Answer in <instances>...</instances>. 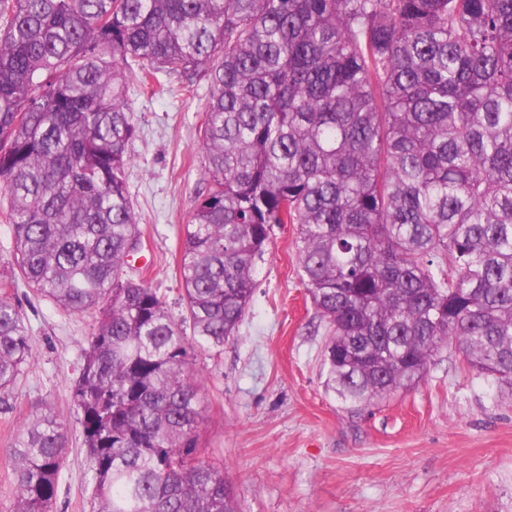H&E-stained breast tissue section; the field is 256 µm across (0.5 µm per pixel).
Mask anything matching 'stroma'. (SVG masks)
<instances>
[{
    "label": "stroma",
    "instance_id": "stroma-1",
    "mask_svg": "<svg viewBox=\"0 0 512 512\" xmlns=\"http://www.w3.org/2000/svg\"><path fill=\"white\" fill-rule=\"evenodd\" d=\"M209 85L193 95L143 94L128 102L139 127L128 186L142 279L181 315L179 237L204 178L199 128ZM295 225L276 227L258 267L257 291L221 356L196 353L205 378L199 442L223 462L240 512H512V396L464 370L442 347L420 384L358 412L325 387L326 327L302 282ZM15 296L33 329L34 362L0 417V512L11 495L9 446L40 404L66 419L67 462L54 512H93L91 472L72 387L93 320L67 316L25 285Z\"/></svg>",
    "mask_w": 512,
    "mask_h": 512
}]
</instances>
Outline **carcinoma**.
Masks as SVG:
<instances>
[{"label": "carcinoma", "instance_id": "cac0c4a2", "mask_svg": "<svg viewBox=\"0 0 512 512\" xmlns=\"http://www.w3.org/2000/svg\"><path fill=\"white\" fill-rule=\"evenodd\" d=\"M200 77L177 320L124 273L127 94ZM0 189V417L34 358L19 279L94 320L73 400L96 512H239L201 456L192 357L238 334L276 225H297L347 409L415 387L447 345L512 387V0H0ZM67 444L51 406L23 422L7 512H53ZM9 199L0 190V282L1 280H10L14 269H16L13 258V240L9 225L1 220V210L8 207Z\"/></svg>", "mask_w": 512, "mask_h": 512}]
</instances>
